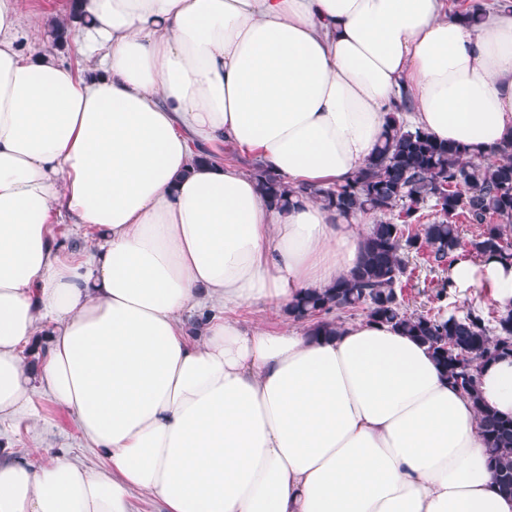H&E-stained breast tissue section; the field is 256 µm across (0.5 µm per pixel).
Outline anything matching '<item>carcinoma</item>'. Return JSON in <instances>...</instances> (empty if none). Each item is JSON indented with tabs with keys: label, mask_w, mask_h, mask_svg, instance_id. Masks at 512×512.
Wrapping results in <instances>:
<instances>
[{
	"label": "carcinoma",
	"mask_w": 512,
	"mask_h": 512,
	"mask_svg": "<svg viewBox=\"0 0 512 512\" xmlns=\"http://www.w3.org/2000/svg\"><path fill=\"white\" fill-rule=\"evenodd\" d=\"M466 155V150L421 128L396 121L351 181L335 188H299L341 214H369L377 220L358 266L334 287L305 293L286 312L295 319H319L317 329L331 335L328 315L362 309L367 318L398 327L427 346L448 379L476 407L489 467L501 492L512 497V417L483 407L477 390L481 367L512 356V308L494 310L489 317L475 309L461 317L446 316L439 306L447 295L446 283L433 296L436 311L409 313L398 294L410 250L427 253L438 266L454 263L462 219L482 226L471 242L477 255L512 263V144L493 164ZM258 186L271 203L288 204V190L277 175L258 171ZM430 201L434 218L419 232L415 226L423 219L420 211Z\"/></svg>",
	"instance_id": "1"
}]
</instances>
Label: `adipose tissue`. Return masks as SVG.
<instances>
[{"mask_svg":"<svg viewBox=\"0 0 512 512\" xmlns=\"http://www.w3.org/2000/svg\"><path fill=\"white\" fill-rule=\"evenodd\" d=\"M0 0V417L37 391L105 463L0 456V512H512L473 402L427 347L360 318L245 327L360 261L369 226L280 210L232 145L290 187L351 180L394 113L484 162L512 143V11L448 0H80L82 66ZM57 224L90 229L91 253ZM512 306V265L450 271ZM206 314L196 334L185 313ZM42 346L37 365L24 352ZM512 417V357L477 377ZM236 318L246 325L261 322L271 329L281 328L285 324L283 317L273 311L263 310L259 306L242 308L237 312Z\"/></svg>","mask_w":512,"mask_h":512,"instance_id":"1","label":"adipose tissue"}]
</instances>
